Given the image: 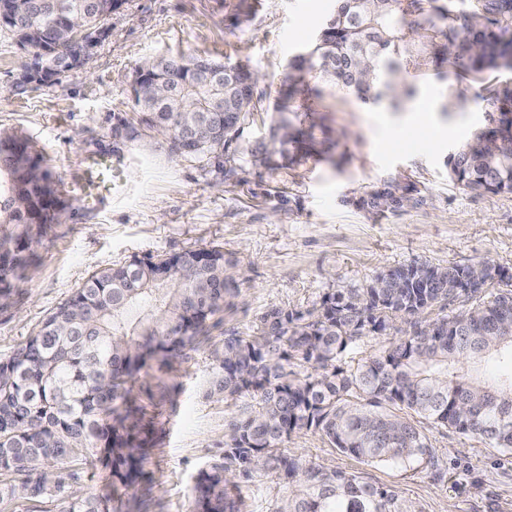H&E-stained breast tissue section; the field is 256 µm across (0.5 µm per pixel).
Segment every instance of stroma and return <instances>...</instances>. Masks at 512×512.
<instances>
[{"mask_svg": "<svg viewBox=\"0 0 512 512\" xmlns=\"http://www.w3.org/2000/svg\"><path fill=\"white\" fill-rule=\"evenodd\" d=\"M335 7L336 0H127L84 66L55 87H17L31 56L0 31V132L27 135L63 182L83 175L88 156L101 152L126 159L129 182L125 196L101 209L73 202L45 225L19 294L0 300V358L89 276L130 256L219 245L243 272L211 322L209 344L137 381L151 432L143 475L120 512H188L194 475L220 453L226 420L245 407L206 395L210 347L224 336L251 332L274 308L313 309L326 292L366 287L392 267L491 262L512 271V194L482 196L448 179V156L485 126V105L442 112L435 73L416 80V99L402 111L323 89L313 118L291 123L325 142L328 156L278 167L247 159L269 143L289 61ZM157 56L240 62L257 74L255 110L224 147V174L170 154L157 135L125 130L135 71ZM423 102L440 139L411 121ZM393 180L414 187L416 204L385 212L356 206ZM422 429L431 455L407 470L363 463L312 431L293 435L288 447L303 461L391 488L415 512H512V452L427 422ZM111 481L101 465L65 464L47 512L54 499L79 489L98 494Z\"/></svg>", "mask_w": 512, "mask_h": 512, "instance_id": "35a3bbf8", "label": "stroma"}]
</instances>
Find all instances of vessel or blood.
Returning a JSON list of instances; mask_svg holds the SVG:
<instances>
[{
  "label": "vessel or blood",
  "mask_w": 512,
  "mask_h": 512,
  "mask_svg": "<svg viewBox=\"0 0 512 512\" xmlns=\"http://www.w3.org/2000/svg\"><path fill=\"white\" fill-rule=\"evenodd\" d=\"M90 183L86 189L71 188V198L81 206L96 209L112 199L122 196L127 188V167L124 159L100 153L93 156L90 164Z\"/></svg>",
  "instance_id": "obj_1"
}]
</instances>
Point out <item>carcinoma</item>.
<instances>
[{"label":"carcinoma","instance_id":"cac0c4a2","mask_svg":"<svg viewBox=\"0 0 512 512\" xmlns=\"http://www.w3.org/2000/svg\"><path fill=\"white\" fill-rule=\"evenodd\" d=\"M0 9V31L13 34L33 55L21 84L54 86L81 68L73 46L91 47L108 35L107 22L125 0H11ZM70 46L56 49L63 30ZM212 72L200 81L198 64ZM451 66L441 108L459 112L478 100L488 105L489 127L475 131L448 156V178L481 195L512 193V0H336L306 51L288 63V92L271 126L270 166L317 152L299 140L287 112H309L305 76L363 102L395 109L413 98L409 81ZM142 86L171 87L200 118L205 135L183 141L179 113L169 103L132 90L138 124L169 136L172 154L224 171V146L251 111L215 112L217 100L253 92L254 75L240 63L202 58H160L140 68ZM409 186L389 183L362 205L383 211L402 204ZM67 193L53 179L37 146L18 134L0 135V299L25 268L44 226L66 209ZM224 248L135 256L91 275L50 313L12 355L0 359V502L32 504L50 496L60 466L96 458L110 469L109 495L73 493L56 512H116L114 502L137 482L149 424L133 387L152 363L163 365L209 340L210 322L224 312L234 287ZM489 289L460 317L444 313L465 294L471 266L407 265L377 274L365 288L334 289L306 312L273 309L251 334L234 333L211 351L207 395L218 401L249 399L224 432L221 453L194 475L191 512H242L238 481L257 475L276 480L282 494L268 512H409L389 489L343 470L306 463L285 452L291 435L314 431L340 452L366 464L405 468L429 454L420 423L456 430L494 448L512 450V426L491 430L497 413L512 416V375L486 377L483 364L512 360V274L483 263ZM439 310L429 331L415 319ZM408 328L379 354L357 352L364 336Z\"/></svg>","mask_w":512,"mask_h":512}]
</instances>
